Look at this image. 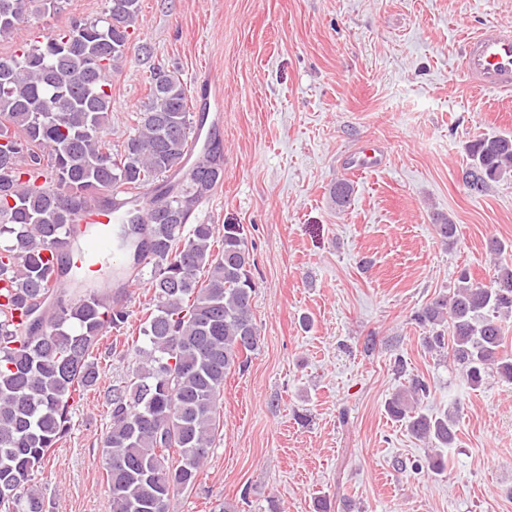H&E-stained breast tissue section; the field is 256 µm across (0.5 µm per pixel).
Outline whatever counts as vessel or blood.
<instances>
[{
    "label": "vessel or blood",
    "mask_w": 512,
    "mask_h": 512,
    "mask_svg": "<svg viewBox=\"0 0 512 512\" xmlns=\"http://www.w3.org/2000/svg\"><path fill=\"white\" fill-rule=\"evenodd\" d=\"M463 72L474 86L490 91H512V27L488 25L470 35L464 43ZM353 164L360 170H375L385 166L384 151L374 144H365L353 154ZM120 217L119 210L104 208L99 203L88 204L74 218L75 225H94L90 243L71 258L87 272H95L112 236V226Z\"/></svg>",
    "instance_id": "1"
}]
</instances>
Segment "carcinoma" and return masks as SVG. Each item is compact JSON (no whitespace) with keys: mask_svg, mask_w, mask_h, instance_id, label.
<instances>
[{"mask_svg":"<svg viewBox=\"0 0 512 512\" xmlns=\"http://www.w3.org/2000/svg\"><path fill=\"white\" fill-rule=\"evenodd\" d=\"M57 0H0V33L31 22ZM140 0H109L106 17L75 20L0 56V512H46L34 483L70 430V408L99 380L93 353L103 333L124 329L130 293L124 283L151 266V306L140 328L146 348L127 381L104 397L110 417L102 460L112 512H169L171 498L199 481L220 428L224 379L259 349L252 310L257 285L240 226L190 223V212L220 182L219 144L209 159L186 165L193 125L183 81L156 67L148 101L133 119L134 134L112 150L106 120L109 74L129 49ZM466 188L474 195L512 179V135L484 134L465 146ZM171 173L180 180L150 199L148 217L135 201L113 225L111 247L122 265L100 262L89 278L70 261L84 233L71 226L89 202L116 206L114 193L144 194ZM353 186L336 183L330 196L349 205ZM442 243H456L457 225L439 218ZM509 244L493 239L495 274L488 285L462 270L450 293L414 313L429 352H450L478 388L497 374L512 383V354L503 323L512 316V263L499 262ZM52 253L48 262L43 252ZM428 383L408 385L386 402L387 414L434 445L414 465L447 471L442 449L454 443L453 411L418 410Z\"/></svg>","mask_w":512,"mask_h":512,"instance_id":"1","label":"carcinoma"}]
</instances>
